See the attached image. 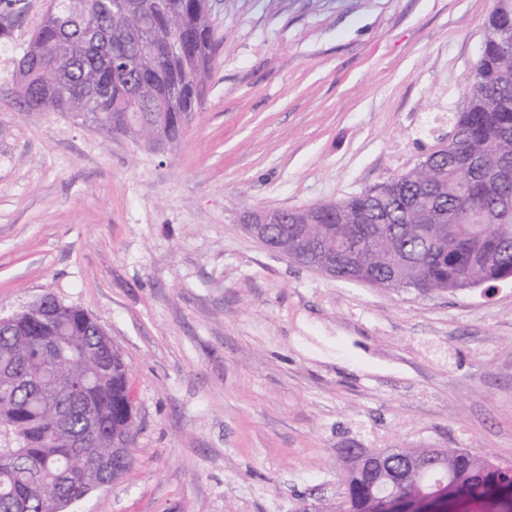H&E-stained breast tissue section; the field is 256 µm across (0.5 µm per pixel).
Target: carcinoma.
<instances>
[{
    "label": "carcinoma",
    "instance_id": "cac0c4a2",
    "mask_svg": "<svg viewBox=\"0 0 512 512\" xmlns=\"http://www.w3.org/2000/svg\"><path fill=\"white\" fill-rule=\"evenodd\" d=\"M150 14L153 23L140 20ZM190 35L191 57L167 50L177 34ZM214 53L205 0H49L17 60L15 95L28 112H61L73 122L142 141L152 147L177 144L186 122L207 92ZM475 112L453 113L449 144L474 158L464 176L443 154L424 171H409L398 196L423 197L434 212L419 224L414 212L389 202L378 222L351 223L356 212L376 208L354 195L336 209L330 224H272L270 234L288 232V242L323 256L344 242L354 260L337 261L345 278L386 280L404 265L407 281L398 291L427 297L430 288L478 287L512 274V49L493 76L470 84ZM94 320L56 299L37 300L13 314L0 331V426L12 432L16 448H0V512H63L84 492L88 461H115L130 468L133 456L112 458L134 444L136 413L120 352L102 350L91 335ZM68 372L77 392L58 390L51 371ZM91 407L98 429L88 448H74L58 436L60 413L70 430H83ZM394 464L412 456L425 463L426 448L388 450ZM438 467L423 469L397 491L364 474L355 456L338 512H407L415 490L478 501L483 512H512V464L460 448L441 449Z\"/></svg>",
    "mask_w": 512,
    "mask_h": 512
}]
</instances>
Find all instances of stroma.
Here are the masks:
<instances>
[{
	"label": "stroma",
	"instance_id": "obj_1",
	"mask_svg": "<svg viewBox=\"0 0 512 512\" xmlns=\"http://www.w3.org/2000/svg\"><path fill=\"white\" fill-rule=\"evenodd\" d=\"M494 0H211L205 100L159 151L14 102L48 7L0 38V317L51 294L121 353L133 463L66 512H301L351 448L512 463V280L427 298L270 252L253 209L414 168L461 110Z\"/></svg>",
	"mask_w": 512,
	"mask_h": 512
}]
</instances>
